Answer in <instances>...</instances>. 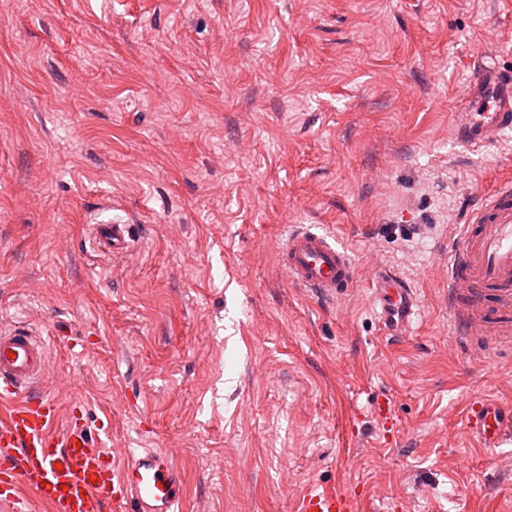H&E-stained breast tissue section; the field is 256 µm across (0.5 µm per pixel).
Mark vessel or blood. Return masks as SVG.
<instances>
[{
	"instance_id": "vessel-or-blood-1",
	"label": "vessel or blood",
	"mask_w": 512,
	"mask_h": 512,
	"mask_svg": "<svg viewBox=\"0 0 512 512\" xmlns=\"http://www.w3.org/2000/svg\"><path fill=\"white\" fill-rule=\"evenodd\" d=\"M468 107L455 132L481 145L512 131V72L477 63ZM458 246L448 258V312L481 360L512 350V179L495 183L467 209ZM94 243L112 255L132 245L130 227L96 224ZM278 260L291 283L332 301L356 276L348 249L316 224L295 226ZM388 331L401 333L418 311L417 293L398 273L385 271L373 296ZM48 363L47 344L27 325L0 327V512H180L184 478L172 458L154 448H131L120 460L102 448L78 415L62 418L56 397L38 383ZM486 448L512 445V409L478 403L466 418ZM359 496L333 487L302 491L295 512H357Z\"/></svg>"
}]
</instances>
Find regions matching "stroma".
<instances>
[{"label":"stroma","instance_id":"stroma-1","mask_svg":"<svg viewBox=\"0 0 512 512\" xmlns=\"http://www.w3.org/2000/svg\"><path fill=\"white\" fill-rule=\"evenodd\" d=\"M488 54L512 70V0H0V325L46 340L43 390L113 456L171 455L182 512H293L320 484L512 512V446L464 420L512 406V354L473 362L445 300L457 225L512 176V134H454ZM297 224L347 246L340 299L280 269ZM385 266L418 294L400 336ZM93 230V240L97 248L112 253V256L125 254L132 245L133 239L128 224L100 222ZM373 300L383 327L402 333L413 322L418 311L417 293L397 272L384 271L376 282Z\"/></svg>","mask_w":512,"mask_h":512}]
</instances>
